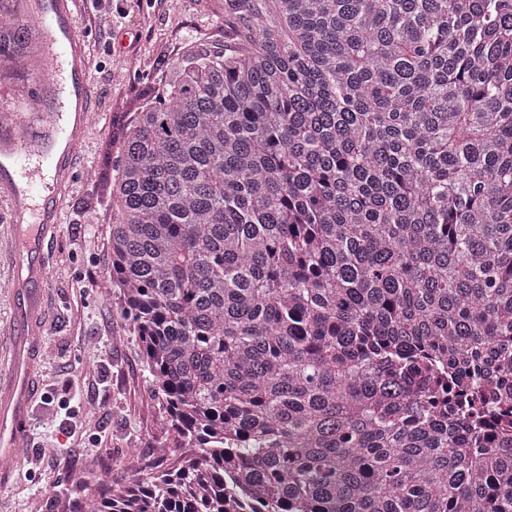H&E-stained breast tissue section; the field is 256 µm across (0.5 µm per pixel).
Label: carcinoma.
Returning a JSON list of instances; mask_svg holds the SVG:
<instances>
[{
    "label": "carcinoma",
    "instance_id": "cac0c4a2",
    "mask_svg": "<svg viewBox=\"0 0 512 512\" xmlns=\"http://www.w3.org/2000/svg\"><path fill=\"white\" fill-rule=\"evenodd\" d=\"M223 17L105 191L101 287L191 453L92 512H512V0Z\"/></svg>",
    "mask_w": 512,
    "mask_h": 512
}]
</instances>
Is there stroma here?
Wrapping results in <instances>:
<instances>
[{"mask_svg": "<svg viewBox=\"0 0 512 512\" xmlns=\"http://www.w3.org/2000/svg\"><path fill=\"white\" fill-rule=\"evenodd\" d=\"M96 27L86 30L92 74V118L79 161L98 165L116 117L131 120L142 94L168 57L207 35L233 46L235 35L214 15V0H95ZM46 58L0 83V108L21 112L43 77ZM56 237L46 241L44 357L38 392L16 467L0 471V512H85L99 484L123 486L161 469L158 441L173 438L154 393L140 342L121 312L120 290L98 286L110 265L112 204L77 180L61 208ZM96 377L87 388L83 377ZM97 458L98 474L84 468Z\"/></svg>", "mask_w": 512, "mask_h": 512, "instance_id": "stroma-1", "label": "stroma"}]
</instances>
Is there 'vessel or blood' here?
Returning <instances> with one entry per match:
<instances>
[{
	"mask_svg": "<svg viewBox=\"0 0 512 512\" xmlns=\"http://www.w3.org/2000/svg\"><path fill=\"white\" fill-rule=\"evenodd\" d=\"M75 0H40L30 19L46 33L50 59L44 91L57 90L54 104H39L25 124L0 115V223L32 224L14 240V282L22 301L20 338L12 348L8 383L0 389V470L16 462L14 447L37 388L31 369L39 346L46 257L43 244L60 221L62 197L76 175L79 148L91 110V73Z\"/></svg>",
	"mask_w": 512,
	"mask_h": 512,
	"instance_id": "obj_1",
	"label": "vessel or blood"
}]
</instances>
